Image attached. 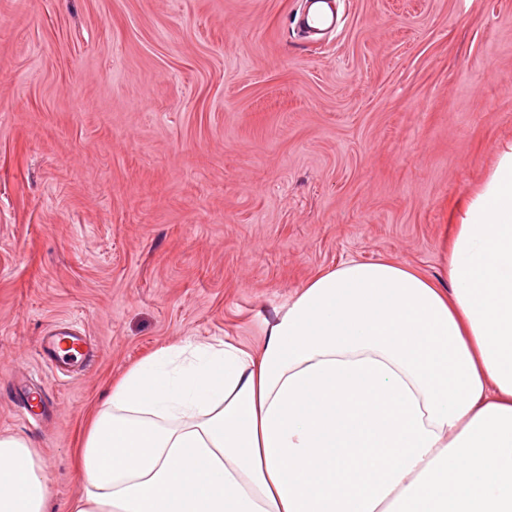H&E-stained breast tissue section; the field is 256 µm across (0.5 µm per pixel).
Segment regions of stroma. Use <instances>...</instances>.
Segmentation results:
<instances>
[{"mask_svg":"<svg viewBox=\"0 0 512 512\" xmlns=\"http://www.w3.org/2000/svg\"><path fill=\"white\" fill-rule=\"evenodd\" d=\"M0 0V435L83 490L82 424L160 348L259 347L316 274L448 285L453 218L512 140V0ZM57 320L96 361L55 382ZM52 401L40 423L17 381Z\"/></svg>","mask_w":512,"mask_h":512,"instance_id":"stroma-1","label":"stroma"}]
</instances>
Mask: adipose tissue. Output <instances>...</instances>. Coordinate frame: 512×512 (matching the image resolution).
<instances>
[{
    "instance_id": "1",
    "label": "adipose tissue",
    "mask_w": 512,
    "mask_h": 512,
    "mask_svg": "<svg viewBox=\"0 0 512 512\" xmlns=\"http://www.w3.org/2000/svg\"><path fill=\"white\" fill-rule=\"evenodd\" d=\"M448 282L350 260L259 349L158 350L89 421L69 512H512V141L456 214ZM0 512H49L15 436Z\"/></svg>"
}]
</instances>
